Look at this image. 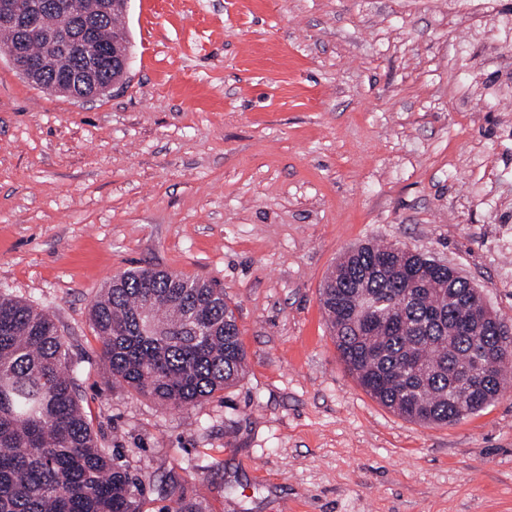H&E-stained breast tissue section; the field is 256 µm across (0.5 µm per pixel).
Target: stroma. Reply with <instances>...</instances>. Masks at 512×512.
<instances>
[{
	"label": "stroma",
	"instance_id": "stroma-1",
	"mask_svg": "<svg viewBox=\"0 0 512 512\" xmlns=\"http://www.w3.org/2000/svg\"><path fill=\"white\" fill-rule=\"evenodd\" d=\"M124 85L0 50V286L48 311L101 447L206 512H512V387L423 425L348 373L320 289L396 244L512 324V0H130ZM143 267L235 307L244 376L172 409L115 383L89 309Z\"/></svg>",
	"mask_w": 512,
	"mask_h": 512
}]
</instances>
